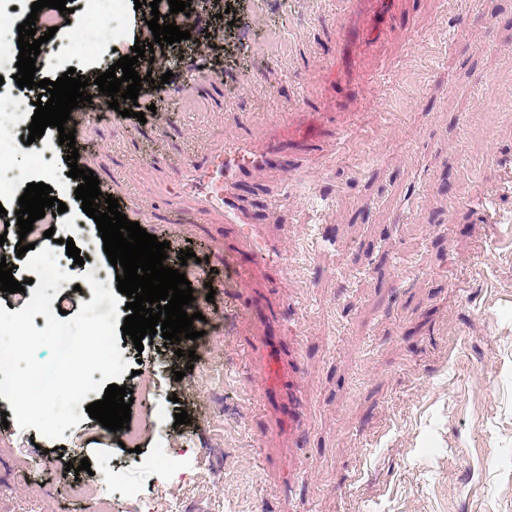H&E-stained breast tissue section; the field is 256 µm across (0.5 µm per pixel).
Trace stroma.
Here are the masks:
<instances>
[{
	"instance_id": "obj_1",
	"label": "stroma",
	"mask_w": 512,
	"mask_h": 512,
	"mask_svg": "<svg viewBox=\"0 0 512 512\" xmlns=\"http://www.w3.org/2000/svg\"><path fill=\"white\" fill-rule=\"evenodd\" d=\"M190 12L205 29L141 58L151 81L78 148L127 207L165 206L150 232L170 254L193 249L195 355L159 334L118 339L135 452L89 417L59 441L0 425V512H89L93 499L139 512L124 484L177 490L159 512H512V99L500 96L512 89V0H402L381 57L349 63L370 94L335 121L355 136L295 175L271 167L238 186L251 223L288 253L285 287H255L301 340L310 413L298 440L270 428L257 395L244 348L277 327L239 302L236 231L182 222L191 203L171 183L195 153L245 132L264 142L304 99L332 102L325 69L348 0H196ZM150 18L125 0L108 58L146 39ZM191 72L200 80L184 87ZM150 102L155 115L129 116ZM39 144L51 187L65 189L54 236L69 265L72 222L99 232L67 175L70 148L49 130ZM183 410L190 421L176 424ZM8 447L32 466L18 469ZM162 448L179 453V472L159 469ZM84 458L90 470L76 471Z\"/></svg>"
}]
</instances>
